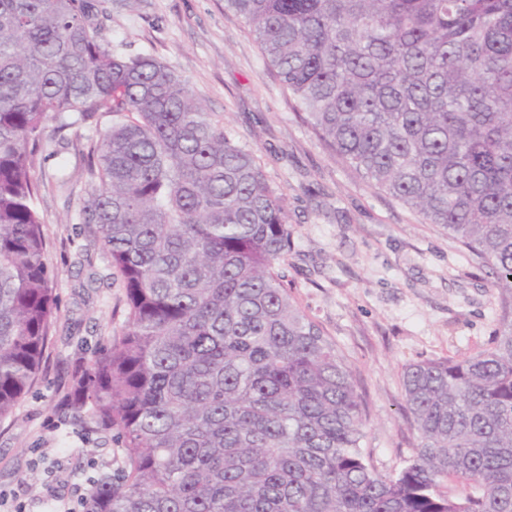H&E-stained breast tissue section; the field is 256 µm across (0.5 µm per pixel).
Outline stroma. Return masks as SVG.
<instances>
[{"mask_svg":"<svg viewBox=\"0 0 512 512\" xmlns=\"http://www.w3.org/2000/svg\"><path fill=\"white\" fill-rule=\"evenodd\" d=\"M107 12L105 40L159 58L231 138L254 150L288 210L285 283L353 370L365 403L364 446L377 471L400 470L418 443L402 410L403 368L490 345L500 310L489 268L332 154L224 0H139L132 10L111 2ZM106 123L54 134L37 156L56 318L32 392L0 423V512H61L99 472L124 467L111 433L88 431L60 410L73 365L123 322L124 288L101 237L73 218L88 198L89 148Z\"/></svg>","mask_w":512,"mask_h":512,"instance_id":"obj_1","label":"stroma"}]
</instances>
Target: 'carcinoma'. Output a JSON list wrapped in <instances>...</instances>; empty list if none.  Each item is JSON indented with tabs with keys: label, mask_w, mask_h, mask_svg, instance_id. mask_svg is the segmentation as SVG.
Wrapping results in <instances>:
<instances>
[{
	"label": "carcinoma",
	"mask_w": 512,
	"mask_h": 512,
	"mask_svg": "<svg viewBox=\"0 0 512 512\" xmlns=\"http://www.w3.org/2000/svg\"><path fill=\"white\" fill-rule=\"evenodd\" d=\"M316 136L495 278L490 347L404 367L418 435L382 475L336 342L279 272L284 200L152 54L98 33L99 0H0V421L38 378L56 305L35 156L112 120L82 224L122 279L119 337L65 408L125 467L83 512H512V0H224Z\"/></svg>",
	"instance_id": "obj_1"
}]
</instances>
